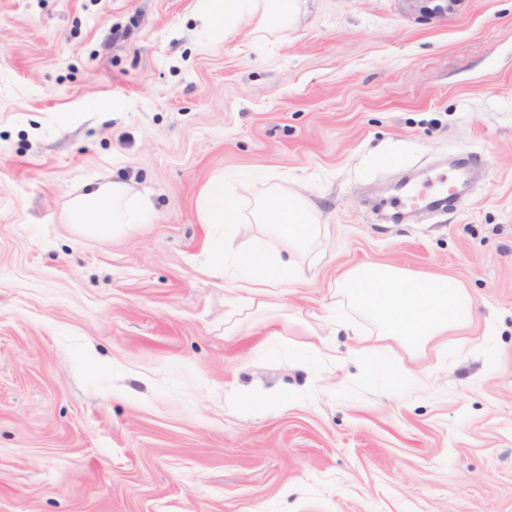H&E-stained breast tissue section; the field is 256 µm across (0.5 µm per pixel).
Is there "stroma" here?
Instances as JSON below:
<instances>
[{
	"instance_id": "35a3bbf8",
	"label": "stroma",
	"mask_w": 512,
	"mask_h": 512,
	"mask_svg": "<svg viewBox=\"0 0 512 512\" xmlns=\"http://www.w3.org/2000/svg\"><path fill=\"white\" fill-rule=\"evenodd\" d=\"M470 155L457 209L398 219ZM217 173L316 207L303 282L225 291L255 229L203 222ZM104 178L145 223L67 224ZM361 263L474 315L381 335L333 287ZM0 512H512V0H299L222 40L203 0H0ZM464 0H402L408 12L419 18H445L456 11V7Z\"/></svg>"
}]
</instances>
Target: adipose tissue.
<instances>
[{"label":"adipose tissue","instance_id":"ef3b65f1","mask_svg":"<svg viewBox=\"0 0 512 512\" xmlns=\"http://www.w3.org/2000/svg\"><path fill=\"white\" fill-rule=\"evenodd\" d=\"M296 2L207 0L206 16L211 32L221 40L245 17L256 20L261 29L274 22L291 23ZM243 200L242 194L227 189L223 174L213 175L200 195L201 216L204 223L228 230L256 224V240L250 248L235 252L237 274L227 283L228 288L256 299L301 281V257L319 238L321 226L316 209L301 194L282 195L273 189L268 199L256 201L249 211ZM149 211V202L131 193L126 184L108 181L74 197L67 220L81 231L106 237L143 223ZM269 236L279 240L280 251L268 252ZM340 287L389 336L422 341L465 324L473 315L466 288L446 277L363 263L346 273Z\"/></svg>","mask_w":512,"mask_h":512}]
</instances>
